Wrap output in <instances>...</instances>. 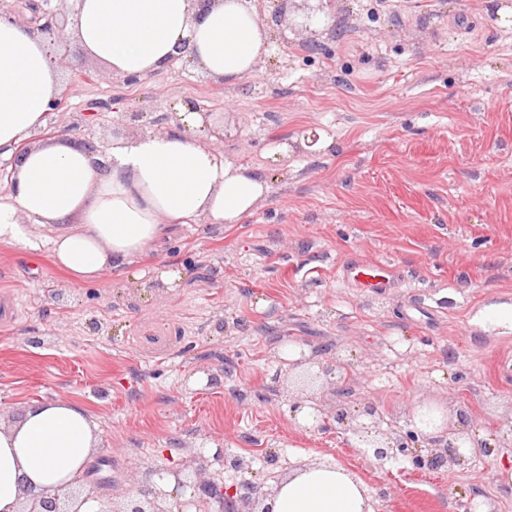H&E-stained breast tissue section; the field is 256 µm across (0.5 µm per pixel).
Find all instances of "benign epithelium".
Masks as SVG:
<instances>
[{"label": "benign epithelium", "instance_id": "1", "mask_svg": "<svg viewBox=\"0 0 512 512\" xmlns=\"http://www.w3.org/2000/svg\"><path fill=\"white\" fill-rule=\"evenodd\" d=\"M43 2L47 5L44 15L48 20L39 29L49 44L64 50L67 40L63 30L57 27L55 11L49 8L51 0ZM289 365L302 369L301 382L304 385L314 386L319 373L312 370L310 359L301 355L290 361ZM361 416L366 422L354 426L347 409L341 407L336 410L334 421L352 431L356 437L355 447L364 456L381 464L407 459L418 469L451 471L469 463L463 445L470 441L471 419L464 410L457 412L456 425L442 420L448 440L440 448H424L419 445V439L425 437V433L416 427L407 431L382 429L376 410L370 405L363 407ZM212 459L236 471L250 468V462L246 458L228 455L222 448L216 449ZM89 500L107 504L100 512H269V508L263 506L254 486L242 483L228 487L224 485L218 472L209 474L203 481L193 483V495L181 502L176 511L172 510L169 494L156 485L147 491L140 489L126 490L118 495L110 491L98 494L88 488L78 476L61 492L42 493L23 501L19 512H80V505Z\"/></svg>", "mask_w": 512, "mask_h": 512}]
</instances>
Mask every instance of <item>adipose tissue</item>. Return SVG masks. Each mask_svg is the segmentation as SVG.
Wrapping results in <instances>:
<instances>
[{"label":"adipose tissue","mask_w":512,"mask_h":512,"mask_svg":"<svg viewBox=\"0 0 512 512\" xmlns=\"http://www.w3.org/2000/svg\"><path fill=\"white\" fill-rule=\"evenodd\" d=\"M69 30L108 75L141 80L183 59L234 85L268 52V30L251 0H77ZM61 82L40 32L0 16V244L39 250L37 228L66 225L52 241L55 263L76 283L123 269L170 224H236L270 194L264 176L232 164L201 142L205 117L179 107L171 125L95 148L66 137L38 139ZM96 424L79 403L32 402L21 420L0 425V512L26 497L63 490L84 472ZM271 512H372L368 490L333 464L292 470L266 498Z\"/></svg>","instance_id":"obj_1"}]
</instances>
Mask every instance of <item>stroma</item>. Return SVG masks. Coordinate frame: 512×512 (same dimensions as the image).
I'll list each match as a JSON object with an SVG mask.
<instances>
[{
  "instance_id": "1",
  "label": "stroma",
  "mask_w": 512,
  "mask_h": 512,
  "mask_svg": "<svg viewBox=\"0 0 512 512\" xmlns=\"http://www.w3.org/2000/svg\"><path fill=\"white\" fill-rule=\"evenodd\" d=\"M269 53L233 86L181 64L139 83L95 70L76 41L58 66L68 112L46 126L81 144L164 129L178 103L211 113L210 146L268 178L237 224L173 228L138 266L77 284L48 247L0 245V422L42 399L80 403L98 425L84 476L113 493L158 469L205 478L216 449L246 457L226 484L271 494L281 462L335 463L376 512H512V447L453 472L378 466L350 432L295 419L373 404L408 429L418 404L465 408L473 437L512 427V335L472 319L512 303V7L501 0H256ZM367 259L401 272L363 295L336 270ZM343 378L314 387L289 346ZM216 385H209V378ZM277 455L279 465L269 463Z\"/></svg>"
}]
</instances>
